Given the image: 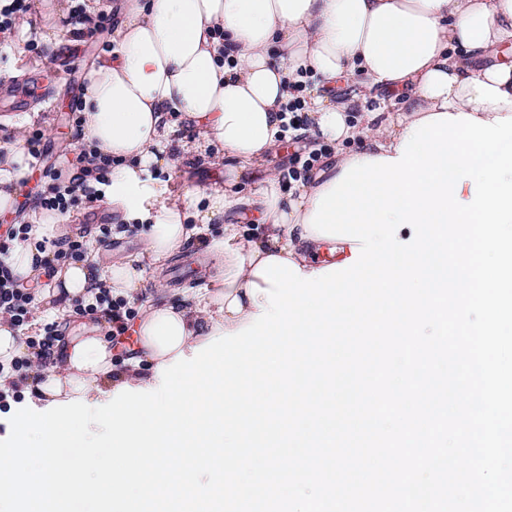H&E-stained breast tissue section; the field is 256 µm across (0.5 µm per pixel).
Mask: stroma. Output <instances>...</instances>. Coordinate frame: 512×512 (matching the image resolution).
Segmentation results:
<instances>
[{
  "label": "stroma",
  "instance_id": "obj_1",
  "mask_svg": "<svg viewBox=\"0 0 512 512\" xmlns=\"http://www.w3.org/2000/svg\"><path fill=\"white\" fill-rule=\"evenodd\" d=\"M71 6V0H30L28 13L16 23L19 33L14 37V47L0 49V78L43 71L55 76L58 94L55 108L41 105L21 114L10 111L8 99L0 95V146L5 148L24 141L30 127H40L45 134L47 162L64 177L69 174V163L78 146L69 108L74 95L72 86L85 83L91 63L112 42V33L108 30L81 39L73 36L67 23ZM30 39L45 47V56L24 50V43ZM175 137L186 144V151L178 153L170 168L150 170L148 176L159 186L157 205L185 204L187 193H194L195 204L185 211L186 216L192 219L197 211L205 209L207 194L223 189L229 182L232 162L216 143L210 144L206 153L197 152L195 146L200 137L190 125L177 123ZM298 150L306 154L318 153L326 160L335 155L336 145L308 136L298 145L280 142L260 167L240 180L237 188L245 202L225 213L223 223L209 225L210 241L223 240L224 226L230 222L242 224L252 232L262 229V217L257 207L251 206L250 200L262 189L267 175L286 172L289 157ZM121 222V216L113 213L108 201L90 203L82 199L69 209L65 223L58 225L56 232L60 235L75 234L81 229H88L90 253L98 268L126 261L134 263L143 274L144 291L131 301L133 310H141L151 302L181 300L186 292L203 293L220 287V259L198 240L186 241L179 253L161 268L145 249L146 228L143 225H134L128 231L113 234L111 242L99 241L100 225L116 226ZM178 268L187 271V278L174 280L173 272Z\"/></svg>",
  "mask_w": 512,
  "mask_h": 512
}]
</instances>
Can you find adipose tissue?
I'll return each instance as SVG.
<instances>
[{"mask_svg":"<svg viewBox=\"0 0 512 512\" xmlns=\"http://www.w3.org/2000/svg\"><path fill=\"white\" fill-rule=\"evenodd\" d=\"M112 46L88 74L83 140L112 156L109 195L126 223L146 224V247L165 261L205 224L240 205L236 192L213 191L199 223L181 207L153 209L157 188L146 175L169 165L165 147L180 113L204 142H218L237 173L259 164L275 144L291 85L316 74L322 89L305 102L311 136L335 140L336 157L288 192L269 175L258 202L265 231L246 237L224 227L215 243L223 286L174 304L147 305L135 328L134 353L115 371L112 347L96 330H69L54 362L33 371L27 388L47 402L84 398L107 388L159 384V365L251 323L264 294H251L267 257L287 259L304 274L319 271L326 243L308 223L320 193L363 158L397 156L412 124L437 113L489 121L512 116V0H122ZM362 74L366 97L402 96L394 111H359L332 89ZM358 150H344L349 141ZM73 298L92 282L113 298L132 299L142 274L132 264L91 277L88 261L55 274Z\"/></svg>","mask_w":512,"mask_h":512,"instance_id":"ef3b65f1","label":"adipose tissue"}]
</instances>
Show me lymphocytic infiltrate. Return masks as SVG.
<instances>
[{"mask_svg":"<svg viewBox=\"0 0 512 512\" xmlns=\"http://www.w3.org/2000/svg\"><path fill=\"white\" fill-rule=\"evenodd\" d=\"M111 168L110 156L93 157L87 149H80L71 164V175L67 184L54 185L38 196L35 200L36 208L63 214L77 203L79 197H86L91 202L102 200L105 196L103 187L109 182ZM29 232V225L20 224L8 228L5 239L0 240V315L8 316L11 326L16 329L29 323L34 296L15 277L7 258L11 243L27 242ZM73 311L78 315L92 314L104 318L115 336L125 332L133 316L132 310L126 307L123 300L113 299L105 288L95 294L93 302L74 301ZM60 334L58 322L52 321L43 325L40 335L26 337L28 354L13 362V371L20 372L34 364L49 366L54 359L55 343Z\"/></svg>","mask_w":512,"mask_h":512,"instance_id":"lymphocytic-infiltrate-1","label":"lymphocytic infiltrate"}]
</instances>
